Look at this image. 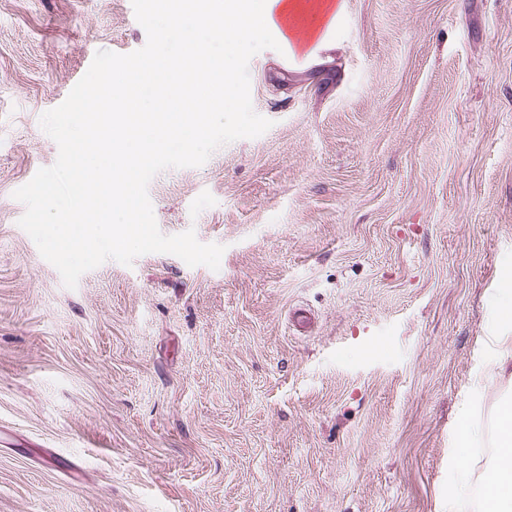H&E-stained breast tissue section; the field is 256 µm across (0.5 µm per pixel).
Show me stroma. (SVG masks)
<instances>
[{
  "mask_svg": "<svg viewBox=\"0 0 512 512\" xmlns=\"http://www.w3.org/2000/svg\"><path fill=\"white\" fill-rule=\"evenodd\" d=\"M333 3L292 63L251 58L266 133L149 183L219 270L150 253L69 289L13 193L57 159L41 115L147 35L131 0H0V512H448L465 411L491 458L512 0Z\"/></svg>",
  "mask_w": 512,
  "mask_h": 512,
  "instance_id": "1",
  "label": "stroma"
}]
</instances>
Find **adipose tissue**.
Segmentation results:
<instances>
[{
  "label": "adipose tissue",
  "instance_id": "1",
  "mask_svg": "<svg viewBox=\"0 0 512 512\" xmlns=\"http://www.w3.org/2000/svg\"><path fill=\"white\" fill-rule=\"evenodd\" d=\"M211 6L223 16V56L202 52L191 27L201 0H156L157 13L183 28V50L103 75L92 99L81 102L75 167L80 205L55 225L51 238L64 258H89L103 242L139 243L148 219L137 210L136 169L152 163L170 138L191 149L205 142L224 111L235 54L303 9L301 0H211ZM496 426L494 454L478 480L476 512H512L511 404L501 406Z\"/></svg>",
  "mask_w": 512,
  "mask_h": 512
}]
</instances>
